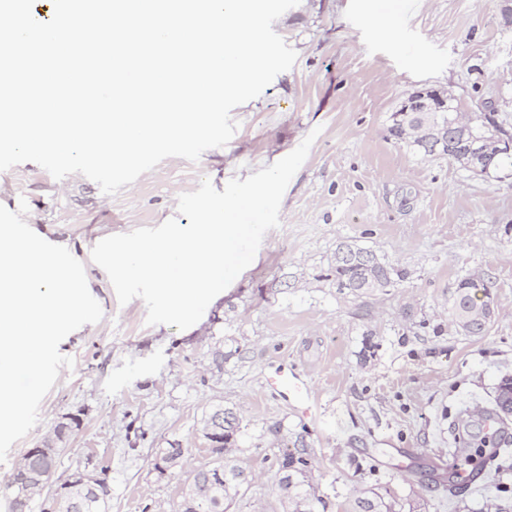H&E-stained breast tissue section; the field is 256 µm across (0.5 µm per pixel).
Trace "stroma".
<instances>
[{"label": "stroma", "mask_w": 512, "mask_h": 512, "mask_svg": "<svg viewBox=\"0 0 512 512\" xmlns=\"http://www.w3.org/2000/svg\"><path fill=\"white\" fill-rule=\"evenodd\" d=\"M377 0H301L273 24L295 65L231 112L238 129L197 162L168 158L113 196L81 174L53 179L28 162L0 171V205L27 201L26 222L85 267L103 310L68 335L73 368L43 399L33 430L0 463V512L29 448L77 417L52 476L74 470L105 480V512H176L192 472L211 455L206 417L232 409L233 454L249 485L231 512H279L271 467L280 448L304 440L326 512H348L361 492L417 501L421 512H486L497 492L463 487L450 497L431 480L448 465L451 426L492 405L512 377V177L471 174L389 134L406 95L437 89L473 112L494 106L512 130V26L504 0H403L399 23L380 36L366 16ZM318 137L289 183L280 225L253 262L186 330L146 325L141 299L119 304L92 262L103 238L177 217L179 194L202 179L223 189ZM374 251L406 271L396 287L362 297L325 274L337 245ZM488 281L495 314L486 335H464L448 315L457 282ZM373 355H364L366 344ZM288 370L307 382L309 415L266 384ZM179 467H154L164 448Z\"/></svg>", "instance_id": "stroma-1"}]
</instances>
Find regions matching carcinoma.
<instances>
[{"mask_svg": "<svg viewBox=\"0 0 512 512\" xmlns=\"http://www.w3.org/2000/svg\"><path fill=\"white\" fill-rule=\"evenodd\" d=\"M467 115L460 111L459 103L448 99V110L441 112H403L392 114L390 135L417 147L426 155L434 154L428 144L411 136L416 127H438L455 140V153L442 151L448 159L457 161L462 152L468 150V141L463 138L466 125L462 120ZM405 278V272L395 268L379 258L373 251L341 244L337 246L334 260L325 279L332 281L336 288L348 290L356 296L367 295L376 290L391 288ZM489 285L482 280L475 283L471 278L462 279L448 301V314L454 324L467 336L484 335L490 322L477 317L484 308L482 295L487 293ZM492 413L501 420L512 415V378L504 377L496 387ZM71 425L60 424L55 439L42 444L40 453H27L17 466L11 488L12 512H25L31 501L30 494L41 492L47 483L54 466L59 445L66 441ZM208 428L212 429L209 452L211 461L194 471L190 482L182 494L177 512H226L236 496L247 484L246 469L226 457V452L236 443L239 421L236 415L224 409L212 413ZM183 449L164 448L156 456L155 468H173L178 465ZM275 476L284 486L282 489L283 512H319L326 507L322 498L310 492L309 478L313 460L304 448L283 449L273 460ZM107 486L102 479L97 486L75 484L61 492L46 498L42 502V512H104ZM402 503L389 500L373 492L354 501L351 512H402L406 508ZM416 512L414 506L407 507Z\"/></svg>", "mask_w": 512, "mask_h": 512, "instance_id": "cac0c4a2", "label": "carcinoma"}]
</instances>
